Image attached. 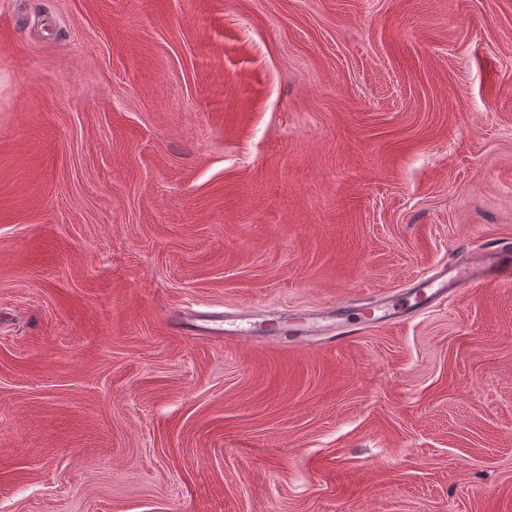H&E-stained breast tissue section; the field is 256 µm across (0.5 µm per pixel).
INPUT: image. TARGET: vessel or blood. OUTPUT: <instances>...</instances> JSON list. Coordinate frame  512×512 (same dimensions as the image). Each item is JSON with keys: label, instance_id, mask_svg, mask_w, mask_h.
Listing matches in <instances>:
<instances>
[{"label": "vessel or blood", "instance_id": "b4317fda", "mask_svg": "<svg viewBox=\"0 0 512 512\" xmlns=\"http://www.w3.org/2000/svg\"><path fill=\"white\" fill-rule=\"evenodd\" d=\"M512 280V246H491L461 257L435 273L415 281L398 293L371 298L366 304H344L330 312H311L282 320L268 313H251L226 320L213 313L178 318L176 331L220 340L227 336L249 338L256 325L284 342L318 341L335 334L337 341L356 335L369 323L395 325L413 313L433 308L461 288L485 281Z\"/></svg>", "mask_w": 512, "mask_h": 512}]
</instances>
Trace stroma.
I'll list each match as a JSON object with an SVG mask.
<instances>
[{"mask_svg":"<svg viewBox=\"0 0 512 512\" xmlns=\"http://www.w3.org/2000/svg\"><path fill=\"white\" fill-rule=\"evenodd\" d=\"M512 0H0V512H512ZM502 280H512V246H491L461 257L394 295L369 298L367 304L336 306L327 313L311 311L289 318L288 323L270 313L241 315L232 321L217 314L202 313L179 317L174 326L177 332L188 330L194 336L222 340L225 336L253 337L254 327L260 324L278 340L293 343L323 339L336 321V336L329 339L336 337V341L342 342L356 335L367 323L399 324L417 311L441 304L461 288L481 281Z\"/></svg>","mask_w":512,"mask_h":512,"instance_id":"obj_1","label":"stroma"}]
</instances>
